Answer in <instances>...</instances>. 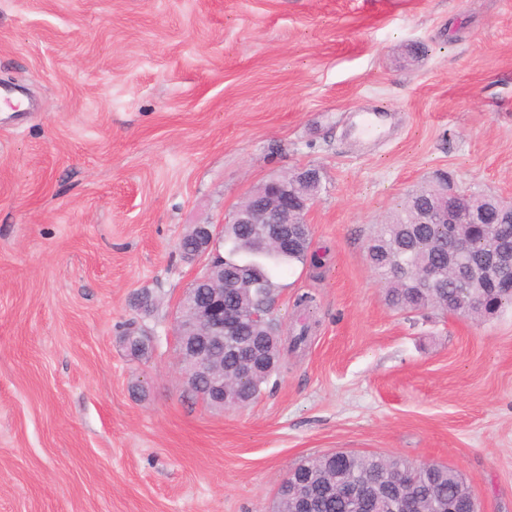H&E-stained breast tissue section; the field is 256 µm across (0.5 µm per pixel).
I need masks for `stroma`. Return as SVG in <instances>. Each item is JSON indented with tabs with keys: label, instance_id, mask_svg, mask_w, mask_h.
Masks as SVG:
<instances>
[{
	"label": "stroma",
	"instance_id": "obj_1",
	"mask_svg": "<svg viewBox=\"0 0 512 512\" xmlns=\"http://www.w3.org/2000/svg\"><path fill=\"white\" fill-rule=\"evenodd\" d=\"M3 85L0 512H272L335 451L449 465L512 512V311L393 310L366 261L442 173L512 198V0H0ZM303 167L324 189L275 315L310 340L210 408L172 338L204 269L179 243Z\"/></svg>",
	"mask_w": 512,
	"mask_h": 512
}]
</instances>
